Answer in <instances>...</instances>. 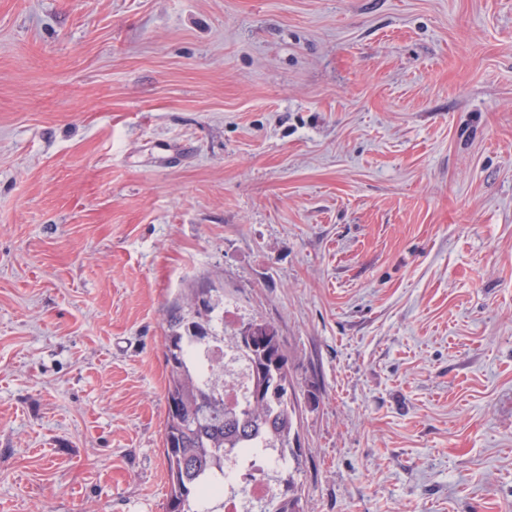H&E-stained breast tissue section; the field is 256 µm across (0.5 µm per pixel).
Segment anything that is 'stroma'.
Returning a JSON list of instances; mask_svg holds the SVG:
<instances>
[{
    "mask_svg": "<svg viewBox=\"0 0 512 512\" xmlns=\"http://www.w3.org/2000/svg\"><path fill=\"white\" fill-rule=\"evenodd\" d=\"M200 288L304 512H512V0H0V512H166Z\"/></svg>",
    "mask_w": 512,
    "mask_h": 512,
    "instance_id": "obj_1",
    "label": "stroma"
}]
</instances>
